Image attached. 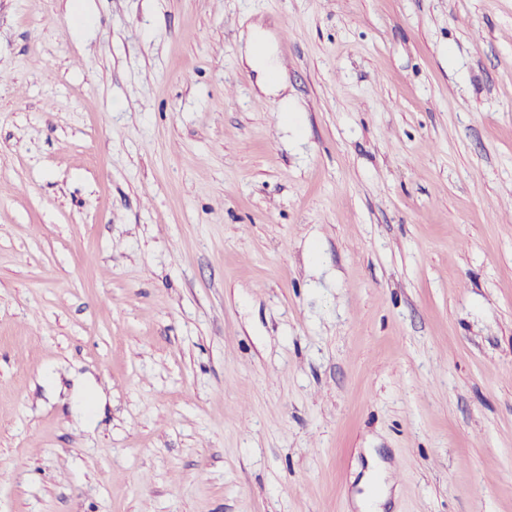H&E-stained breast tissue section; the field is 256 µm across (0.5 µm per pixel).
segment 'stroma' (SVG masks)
<instances>
[{
  "label": "stroma",
  "instance_id": "1",
  "mask_svg": "<svg viewBox=\"0 0 512 512\" xmlns=\"http://www.w3.org/2000/svg\"><path fill=\"white\" fill-rule=\"evenodd\" d=\"M509 202L512 0H0V512H512ZM247 53L257 68L263 71L270 79L280 69V58L276 49H270L267 46V37L264 30L256 27L248 37ZM272 84L276 81L271 80ZM369 471L367 472V476L371 475V482L374 484H378L382 488V493L377 497H365L358 496L356 499V504L361 512H381L376 511L380 510L378 507V502H384L387 497V491L391 485L389 479V472L387 470V465L384 463H379L378 458L375 456H369Z\"/></svg>",
  "mask_w": 512,
  "mask_h": 512
}]
</instances>
